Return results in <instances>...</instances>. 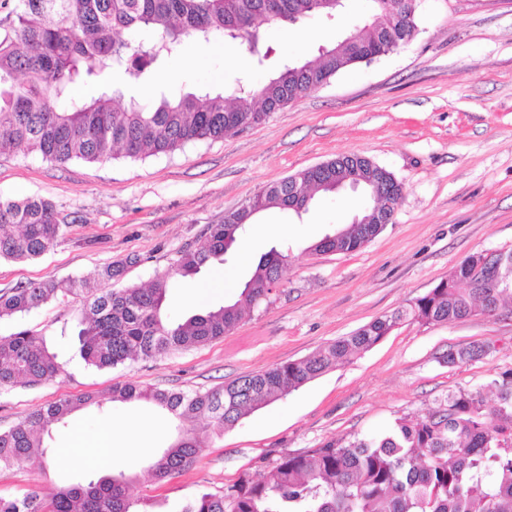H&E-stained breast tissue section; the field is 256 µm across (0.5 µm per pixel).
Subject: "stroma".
Masks as SVG:
<instances>
[{"instance_id": "1", "label": "stroma", "mask_w": 512, "mask_h": 512, "mask_svg": "<svg viewBox=\"0 0 512 512\" xmlns=\"http://www.w3.org/2000/svg\"><path fill=\"white\" fill-rule=\"evenodd\" d=\"M348 0L332 19L294 26L264 23L272 54L257 64L247 46L186 41L160 72L172 89L229 90L237 79L262 84L286 58H313L366 14ZM417 31L397 51L356 64L273 112L263 123L169 155L64 165L34 153L0 156V199L53 202L63 236L42 256L0 260V290L28 281L96 276L138 256L112 286L148 285L209 225L261 188L344 154L391 171L404 187L393 220L360 250L315 254L313 242L350 223L363 204L352 192L318 197L294 215L277 209L251 224L233 254L191 278L174 279L169 314L179 318L235 300L260 256L286 245L283 285L223 338L131 366L85 365L74 339L81 303L47 302L23 319L0 320V336L33 327L64 371L36 387L0 390V429L56 400L83 393L102 400L71 414L46 440L45 468L0 471V494L21 496L68 484L75 475L140 472L174 438V426L146 405L110 402L115 382L163 390H207L273 364L304 358L433 288L466 256L512 248V0H417ZM237 285L196 302L213 275ZM486 345L480 359L449 364L451 349ZM512 370V314L448 324L406 322L372 349L212 436L180 475L132 482L138 512H172L241 477H259L289 453L337 439L379 435L398 419L437 410L449 392ZM112 452L100 459L103 434Z\"/></svg>"}]
</instances>
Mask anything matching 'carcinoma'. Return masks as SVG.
<instances>
[{
    "label": "carcinoma",
    "instance_id": "cac0c4a2",
    "mask_svg": "<svg viewBox=\"0 0 512 512\" xmlns=\"http://www.w3.org/2000/svg\"><path fill=\"white\" fill-rule=\"evenodd\" d=\"M371 21L348 34L339 50L321 47L309 61H284L263 84L237 80L230 94L209 89L177 93L157 87L151 104L120 84L98 97L75 88L123 73L149 84L157 69L188 39H225L251 45L257 22L286 23L338 10L319 0H0V156L36 153L54 163L144 159L185 145L222 139L270 115L350 66L394 52L416 29L415 5L369 0ZM356 184L369 199L398 196L391 172L358 154L342 155L268 185L239 210L212 224L195 246L177 253L146 287H109L126 257L97 279L71 277L26 282L0 293V320L30 312L58 294L80 299L78 339L89 366L115 368L203 346L237 326L245 312L269 299L281 283L288 252L271 248L232 303L182 321L165 314L171 280L223 262L244 226L273 209L291 210L294 188L310 197L330 193L336 181ZM368 205L356 223L325 234L316 253H352L384 225ZM63 235L59 212L42 198L0 199V259H35ZM512 261L498 252L466 257L445 280L402 309L383 315L310 356L276 363L205 392H168L133 383L112 386L110 400L147 402L176 422V436L144 468L160 482L182 473L213 435L248 413L279 400L366 352L404 321L446 324L473 315L512 313ZM63 371L57 356L30 327L0 336V389L38 386ZM497 391L488 404L485 388ZM96 403L91 394L51 402L0 430V470L45 464L44 438L76 410ZM124 473L79 480L23 496H1L0 512H135ZM177 512H512V372L487 386L448 394L442 411L402 418L387 433L326 443L314 455L288 454L260 480L243 477L221 494L203 493Z\"/></svg>",
    "mask_w": 512,
    "mask_h": 512
}]
</instances>
